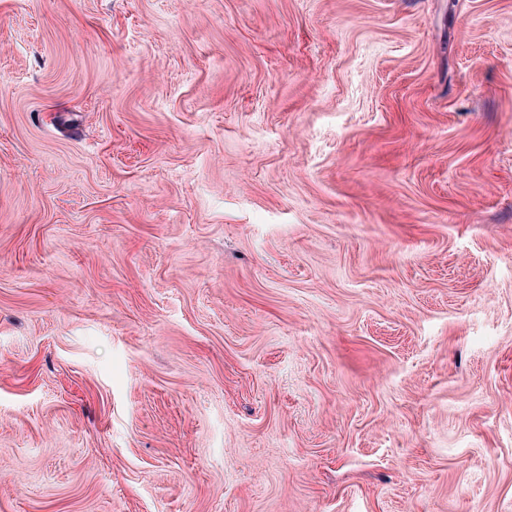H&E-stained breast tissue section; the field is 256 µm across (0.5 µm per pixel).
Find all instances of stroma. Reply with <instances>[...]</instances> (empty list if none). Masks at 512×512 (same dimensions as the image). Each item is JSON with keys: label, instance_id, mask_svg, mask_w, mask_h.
I'll return each instance as SVG.
<instances>
[{"label": "stroma", "instance_id": "35a3bbf8", "mask_svg": "<svg viewBox=\"0 0 512 512\" xmlns=\"http://www.w3.org/2000/svg\"><path fill=\"white\" fill-rule=\"evenodd\" d=\"M0 512H512V0H0Z\"/></svg>", "mask_w": 512, "mask_h": 512}]
</instances>
